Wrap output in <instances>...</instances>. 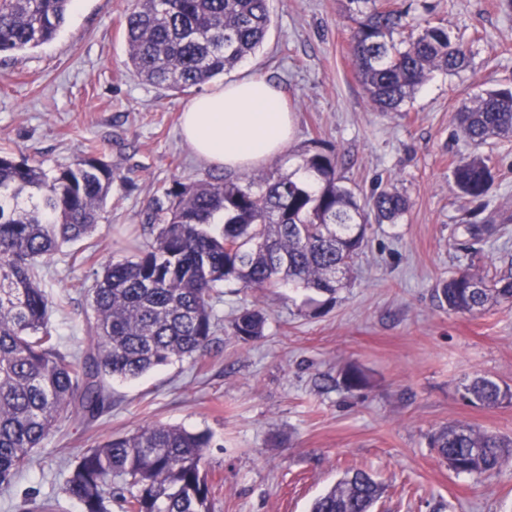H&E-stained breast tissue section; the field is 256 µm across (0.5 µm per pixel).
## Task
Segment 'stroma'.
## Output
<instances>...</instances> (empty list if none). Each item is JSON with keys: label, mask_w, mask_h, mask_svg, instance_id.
Wrapping results in <instances>:
<instances>
[{"label": "stroma", "mask_w": 512, "mask_h": 512, "mask_svg": "<svg viewBox=\"0 0 512 512\" xmlns=\"http://www.w3.org/2000/svg\"><path fill=\"white\" fill-rule=\"evenodd\" d=\"M399 2L409 22L446 27L469 56L459 73H434L404 111L368 104L355 78L344 0H271L263 46L211 81L255 75L284 91L295 132L264 171L297 173L318 140L334 147L347 185L365 194L392 187L407 197L399 223L371 225L350 287L320 314L311 290L220 284L221 328L207 352L134 381L111 380V408L89 425L61 422L33 465L0 489V512H15L27 491L51 499L56 512H81L63 491L71 464L109 436L152 424L210 434L204 470L212 512H309L356 469L383 487L373 512H512V463L476 478L455 473L428 445L452 421L512 438V403L488 409L460 397L477 374L512 386V304L461 315L436 297L459 269L492 273L512 260V138L474 149L454 120L476 95L512 86V0ZM127 3L82 0L52 41L0 54V149L52 170L96 145L115 174L96 232L64 246L42 281L48 294L66 299L51 316L65 351L87 341L81 283H92L108 259L128 256L163 187L237 177L184 141L179 117L193 92L168 95L128 69ZM474 151L494 183L469 204L452 171ZM474 208L475 219L495 228L479 241L464 230ZM89 244L93 260L74 262ZM253 307L269 312L265 336L243 344L230 325ZM350 364L366 372V388H344L340 373Z\"/></svg>", "instance_id": "1"}]
</instances>
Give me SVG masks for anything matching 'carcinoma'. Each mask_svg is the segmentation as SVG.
Instances as JSON below:
<instances>
[{"label": "carcinoma", "instance_id": "1", "mask_svg": "<svg viewBox=\"0 0 512 512\" xmlns=\"http://www.w3.org/2000/svg\"><path fill=\"white\" fill-rule=\"evenodd\" d=\"M72 0H0V53L37 48L66 23ZM355 23L350 51L355 75L381 112H401L436 71L467 65L465 46L448 31L415 25L394 40L404 13L376 0H346ZM269 0H130L125 13L128 65L139 78L185 93L232 70L263 44ZM475 146L512 137V88L477 96L455 113ZM306 177L275 172L240 180L175 182L155 209L150 238L133 239L131 255L110 261L88 289L93 322L85 346L62 352L50 324L60 305L40 287V269L61 249L89 237L114 174L97 150L53 172L0 151V486L10 487L62 420L92 421L112 406L106 379L136 380L152 369L204 355L219 319L217 286L234 281L252 291L282 285L314 290L331 304L346 286L371 221L396 224L408 210L399 191L362 197L336 174L333 154L318 143L302 158ZM461 198L484 197L493 174L477 154L453 168ZM224 227H207L215 214ZM441 303L472 314L512 303V266L493 275L470 268L442 283ZM267 314L246 310L231 324L242 343L264 336ZM352 391L368 384L358 367L342 371ZM462 398L485 408L512 403V387L476 376ZM209 436L148 425L86 449L69 471L66 494L83 512H211L204 467ZM430 446L457 473L481 476L512 461V440L455 421L431 434ZM382 486L352 470L318 497L311 512H372ZM17 512H55L52 501L26 492Z\"/></svg>", "mask_w": 512, "mask_h": 512}]
</instances>
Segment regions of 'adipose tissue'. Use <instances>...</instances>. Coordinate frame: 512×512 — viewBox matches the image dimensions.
<instances>
[{
	"label": "adipose tissue",
	"mask_w": 512,
	"mask_h": 512,
	"mask_svg": "<svg viewBox=\"0 0 512 512\" xmlns=\"http://www.w3.org/2000/svg\"><path fill=\"white\" fill-rule=\"evenodd\" d=\"M181 133L200 159L241 169L282 154L292 122L284 92L251 75L193 98L183 110Z\"/></svg>",
	"instance_id": "adipose-tissue-1"
}]
</instances>
